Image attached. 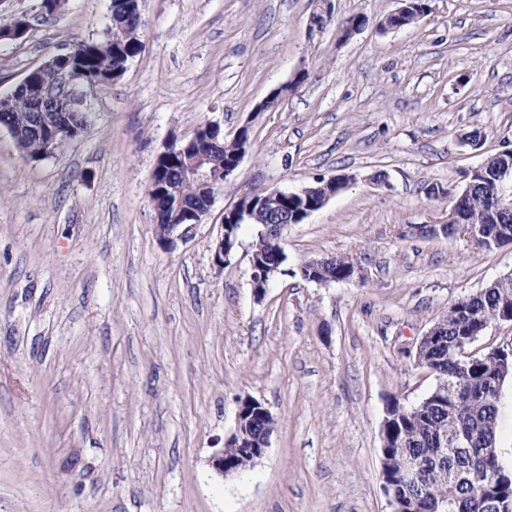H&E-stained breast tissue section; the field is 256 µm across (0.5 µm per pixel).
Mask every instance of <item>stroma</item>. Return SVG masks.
Listing matches in <instances>:
<instances>
[{"mask_svg":"<svg viewBox=\"0 0 512 512\" xmlns=\"http://www.w3.org/2000/svg\"><path fill=\"white\" fill-rule=\"evenodd\" d=\"M369 23L308 40L310 0H147L123 76L87 90L83 133L26 157L0 127V512H390L381 489L391 401L435 384L415 361L450 305L512 272V244L421 237L443 219L433 186L512 148V0H332ZM28 19L0 41V92L73 39H102L110 0H0ZM307 80L260 104L299 68ZM252 147L209 214L164 248L148 197L159 154L204 121ZM480 130L483 145L462 141ZM382 170L387 183H369ZM354 183L282 239L287 272L250 285L258 225L216 271L224 210L246 191ZM351 257L362 276L320 285L306 260ZM272 413L265 456L229 477L208 464L240 399Z\"/></svg>","mask_w":512,"mask_h":512,"instance_id":"1","label":"stroma"}]
</instances>
